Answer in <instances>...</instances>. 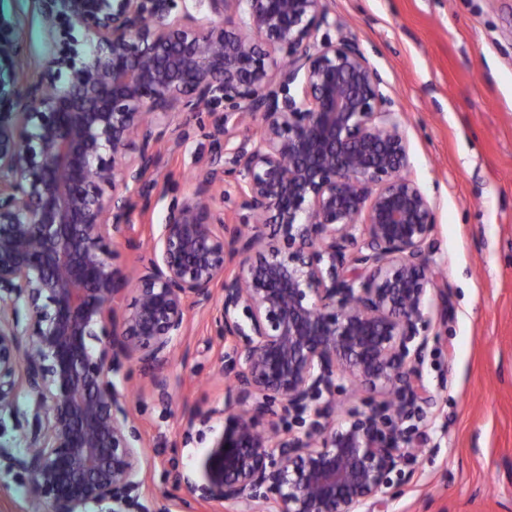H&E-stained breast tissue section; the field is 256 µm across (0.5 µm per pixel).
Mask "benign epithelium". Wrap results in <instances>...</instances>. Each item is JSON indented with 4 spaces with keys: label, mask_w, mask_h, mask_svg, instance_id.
I'll return each instance as SVG.
<instances>
[{
    "label": "benign epithelium",
    "mask_w": 512,
    "mask_h": 512,
    "mask_svg": "<svg viewBox=\"0 0 512 512\" xmlns=\"http://www.w3.org/2000/svg\"><path fill=\"white\" fill-rule=\"evenodd\" d=\"M195 2L207 23L174 0H33L36 63L0 7V413L34 403L13 464L44 512L134 499L147 445L113 364L136 362L170 403L192 305L229 344L233 402L207 416L224 430L202 478L169 462L177 486L218 512H385L391 474L419 452L403 424L434 405L418 369L443 295L432 203L364 52L317 41L323 0ZM218 103L236 115L214 126L223 151L140 256L130 218L151 209L159 143ZM227 178L240 222L217 206ZM271 226L285 250L263 251ZM341 377L379 399L336 419ZM276 404L309 415L305 430L263 423Z\"/></svg>",
    "instance_id": "benign-epithelium-1"
}]
</instances>
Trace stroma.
Returning <instances> with one entry per match:
<instances>
[{
  "instance_id": "stroma-1",
  "label": "stroma",
  "mask_w": 512,
  "mask_h": 512,
  "mask_svg": "<svg viewBox=\"0 0 512 512\" xmlns=\"http://www.w3.org/2000/svg\"><path fill=\"white\" fill-rule=\"evenodd\" d=\"M23 17L31 60L46 50L32 0H0ZM335 26L377 70L409 141L407 171L434 205L431 258L448 290L446 319H433L421 373L436 399L423 450L400 478L388 512H512V0H324ZM223 106L190 118L189 139L162 148L165 194L153 195L148 220L160 229L169 207L195 187L215 146L211 132ZM134 226L144 220L132 215ZM224 341L209 311L188 312L186 334L168 365L172 402L145 390L135 362L115 365L112 379L129 390L148 445L140 502L167 494L169 512H202L177 488L166 462L188 472L220 435L184 442L187 417L224 406L229 381L219 374ZM0 512H42L25 474L8 465L23 452L16 419L0 416Z\"/></svg>"
}]
</instances>
